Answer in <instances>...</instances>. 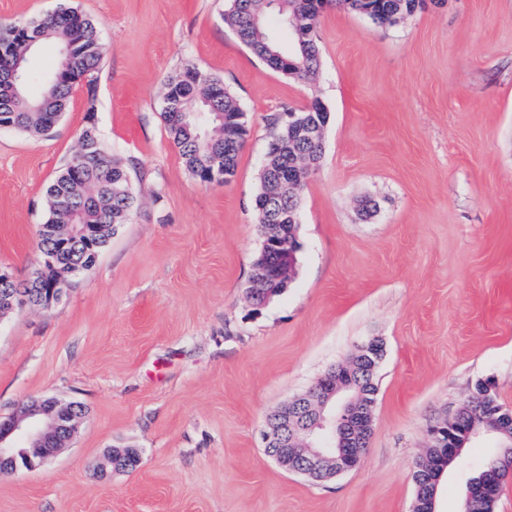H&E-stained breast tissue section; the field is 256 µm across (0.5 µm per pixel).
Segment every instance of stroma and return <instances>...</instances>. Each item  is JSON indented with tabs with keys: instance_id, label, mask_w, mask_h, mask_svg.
Returning <instances> with one entry per match:
<instances>
[{
	"instance_id": "stroma-1",
	"label": "stroma",
	"mask_w": 512,
	"mask_h": 512,
	"mask_svg": "<svg viewBox=\"0 0 512 512\" xmlns=\"http://www.w3.org/2000/svg\"><path fill=\"white\" fill-rule=\"evenodd\" d=\"M63 7L99 22L104 57L46 134L0 129V267L36 271L46 189L87 117L128 164L138 211L58 301L0 317V415L40 397L86 410L53 459L0 475V512H410L431 427L479 381L512 409V0H428L392 25L326 10L308 84L237 41L226 0H0V22ZM187 64L249 115L230 182L197 181L160 116L165 77ZM315 98L331 118L298 265L256 309L267 120ZM373 338L361 465L324 481L280 467L268 414ZM116 448L139 465L100 471ZM490 452L465 445L436 512H459Z\"/></svg>"
}]
</instances>
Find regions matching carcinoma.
<instances>
[{
  "label": "carcinoma",
  "instance_id": "carcinoma-1",
  "mask_svg": "<svg viewBox=\"0 0 512 512\" xmlns=\"http://www.w3.org/2000/svg\"><path fill=\"white\" fill-rule=\"evenodd\" d=\"M374 7V21L390 24L388 15H410L418 8V0H227L224 23L253 56L274 72L288 69L293 78L310 82L320 67L316 25L329 8H344L360 13ZM52 44L71 53L60 55L56 69L36 74L30 60L43 45ZM103 52L98 23L74 8L25 24L0 23V69L21 63L23 78L15 91L0 90V113L6 112L15 129L32 134L47 132L67 109L73 90L100 65ZM291 109L270 115L269 137L283 142L278 153L264 163L260 174L261 191L255 198L257 222L270 212L276 202L278 223L293 224L310 171L294 165V155L307 153L314 161L323 154L322 145L305 141L288 144L284 137L287 114ZM161 117L169 138L177 148L187 171L199 182L208 183L215 156L223 157L224 181L236 174L239 153L249 134L246 112L237 103L224 81L188 64L166 77L161 103ZM285 169L296 171L297 190L270 195L279 174ZM48 218L40 225L37 248L39 254L56 256L66 261L57 250L56 239L69 224L103 225L96 245L84 243L78 251L84 263L92 266L108 244L112 226L129 223L136 211L124 162L107 151L98 137L80 134V148L70 158L46 190ZM489 424L484 410L472 405L458 412V425L468 428ZM493 448L485 467L497 461L499 447L512 444V423L495 433ZM502 483L492 495L479 489H467L461 503L463 512H494Z\"/></svg>",
  "mask_w": 512,
  "mask_h": 512
}]
</instances>
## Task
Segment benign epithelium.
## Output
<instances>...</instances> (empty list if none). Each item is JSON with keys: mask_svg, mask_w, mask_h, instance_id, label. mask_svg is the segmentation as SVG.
<instances>
[{"mask_svg": "<svg viewBox=\"0 0 512 512\" xmlns=\"http://www.w3.org/2000/svg\"><path fill=\"white\" fill-rule=\"evenodd\" d=\"M289 127L303 139L320 143L324 126L310 123L292 114ZM295 225L287 232H276L265 238L262 262L256 265V276L247 296L253 304H264L275 292L276 285L288 283L295 266ZM51 258L39 264L28 281L27 292H17L7 284L14 282L11 273L0 268V304L11 309L37 303L46 307L59 300L63 293L61 281L45 274ZM361 361L377 369L383 344L371 339L357 348ZM350 386L341 382V369L326 372L321 383L294 398L273 412L262 433L263 447L284 469L321 481L356 468L363 458L372 432L375 403L358 394L349 393ZM84 413L78 402L63 403L55 398L35 400L7 418L0 417V469L14 473L31 471L48 462L71 438L76 420ZM349 436L356 448L324 454L321 447L325 435ZM479 436L469 430L458 437L456 416L445 419L431 431L433 445L440 448L441 459L412 471L414 484L429 492L425 512H435V501L441 477L448 467V458H456L464 444Z\"/></svg>", "mask_w": 512, "mask_h": 512, "instance_id": "obj_1", "label": "benign epithelium"}]
</instances>
